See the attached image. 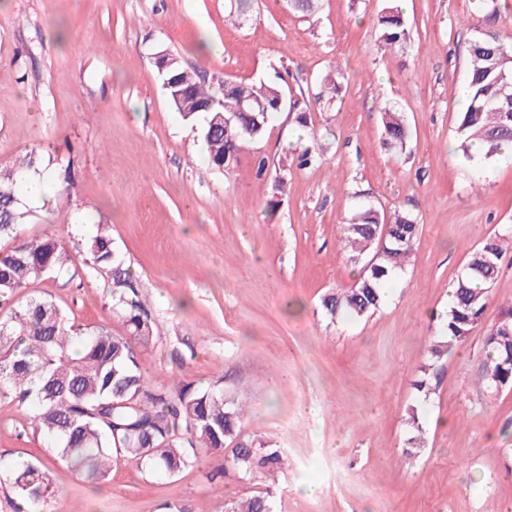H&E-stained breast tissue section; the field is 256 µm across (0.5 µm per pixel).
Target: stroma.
Segmentation results:
<instances>
[{"label":"stroma","instance_id":"stroma-1","mask_svg":"<svg viewBox=\"0 0 512 512\" xmlns=\"http://www.w3.org/2000/svg\"><path fill=\"white\" fill-rule=\"evenodd\" d=\"M398 3L410 38L385 47L377 20ZM231 0H0V167L32 147L67 192L22 203L23 235L70 242L111 227L135 270L161 337L139 348L151 381H222L250 407L244 439L286 448L290 466L273 512H512V389L489 398L479 381L483 336L512 300L506 253L481 323L414 389L448 290L466 252L512 227V159L487 169L481 190L456 150L467 43L481 17L471 0H321L317 13L254 0L228 21ZM165 50L206 79L287 83L324 132L320 163L293 171L284 191L255 177L252 159L278 160L306 137L281 112L229 170L209 165L199 123L170 105L153 56ZM344 74L332 106L322 78ZM400 108L405 149L381 148L380 109ZM402 209L420 226L409 266L388 300L363 318L323 314L326 293L351 287L339 254L355 193ZM91 268L23 289L53 300L76 327H125ZM418 406L421 451L403 455L406 411ZM31 410L0 403V512H12V465L43 463L64 512H224L264 478L210 480L222 456L171 477L123 465L93 482L56 456ZM312 495H304L306 485Z\"/></svg>","mask_w":512,"mask_h":512}]
</instances>
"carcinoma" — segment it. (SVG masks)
I'll use <instances>...</instances> for the list:
<instances>
[{
  "mask_svg": "<svg viewBox=\"0 0 512 512\" xmlns=\"http://www.w3.org/2000/svg\"><path fill=\"white\" fill-rule=\"evenodd\" d=\"M485 26L475 29L468 46L466 105L459 112V131L465 134L458 150L474 163L476 180L483 178L484 163L509 156L512 149V38L494 29L501 10L499 0H473ZM383 42L395 48L409 39L404 15L397 6L378 18ZM169 83L184 82V94L166 89L168 100L183 120L205 115L201 128L208 162L230 169L249 143L263 137L274 116L299 109L300 101L288 99L278 83L228 82L210 84L174 62L161 75ZM339 72L323 79L321 95L332 102L341 92ZM214 99L224 101V111L208 112ZM297 122L310 128L307 144L269 164L255 156L256 178L287 185L293 170L305 168L324 152L317 129L309 127L306 113ZM381 146L401 148L409 139L404 113L396 107L381 109ZM43 167L40 152L28 151L13 168L0 169V241L12 246L0 250V402L30 403L34 430L55 442L56 455L92 480H101L120 465L173 476L196 460V449L224 453L231 447L232 466L243 479L258 474L274 478L288 470V456L271 445H255L241 438L249 405L224 391L218 380L197 388L183 380L150 384L138 363L137 347L150 344L160 330L144 298L139 279L125 265L113 246L109 225L97 224L72 250L56 235L44 232L21 236L25 213L18 192L29 174ZM419 240V225L408 213H389L372 206L355 211L345 224L340 250L362 263L357 282L321 301L323 312L362 318L383 304V284L405 270ZM508 238L495 232L468 251L462 274L450 294L447 311L434 313L437 333L427 350L424 369L448 353V344L463 342L481 321L491 297ZM86 266L105 275L112 313L125 323L126 334L113 335L101 327L85 336L51 300L33 296L18 304L15 296L40 279V273L74 279ZM485 358L480 381L490 396L512 388V308L502 312L484 338ZM406 425L412 433L405 456L413 458L421 446L418 410L408 411ZM9 482L18 499L16 512H57L58 495L49 470L22 462L13 466ZM271 489L258 491L243 501L224 500V512H271Z\"/></svg>",
  "mask_w": 512,
  "mask_h": 512,
  "instance_id": "cac0c4a2",
  "label": "carcinoma"
}]
</instances>
